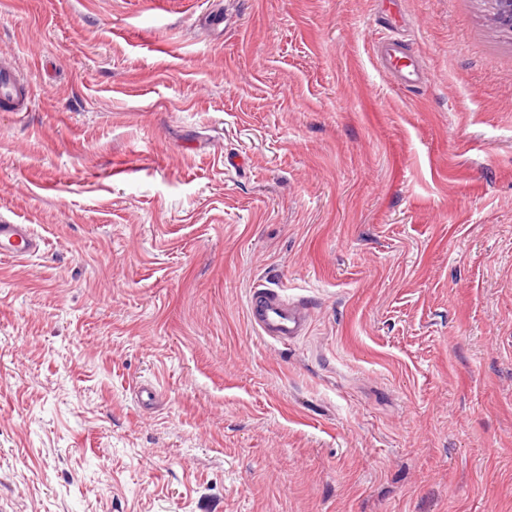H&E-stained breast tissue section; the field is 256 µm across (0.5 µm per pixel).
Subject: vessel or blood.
<instances>
[{"instance_id":"b4317fda","label":"vessel or blood","mask_w":512,"mask_h":512,"mask_svg":"<svg viewBox=\"0 0 512 512\" xmlns=\"http://www.w3.org/2000/svg\"><path fill=\"white\" fill-rule=\"evenodd\" d=\"M380 68L401 85L421 88L427 72L418 55L408 51L395 33L375 40ZM34 107L32 90L15 67L9 52L0 53V112H29ZM40 248L38 237L26 224L0 223V257L23 261ZM247 314L261 336L285 343L299 336L309 325L311 309L305 301L291 302L271 289L251 291Z\"/></svg>"}]
</instances>
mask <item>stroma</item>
<instances>
[{
	"label": "stroma",
	"mask_w": 512,
	"mask_h": 512,
	"mask_svg": "<svg viewBox=\"0 0 512 512\" xmlns=\"http://www.w3.org/2000/svg\"><path fill=\"white\" fill-rule=\"evenodd\" d=\"M386 10L0 0V512H512V31ZM404 40L393 30L375 39L376 59L380 68L398 83L410 88H421L427 81V72L418 55L405 48ZM34 97L29 84L15 67L11 54H0V112H30ZM0 222V257L23 261L34 256L40 248L38 237L27 224ZM247 314L261 336L288 343L308 327L311 309L303 300L289 302L272 289H255L249 296Z\"/></svg>",
	"instance_id": "1"
}]
</instances>
